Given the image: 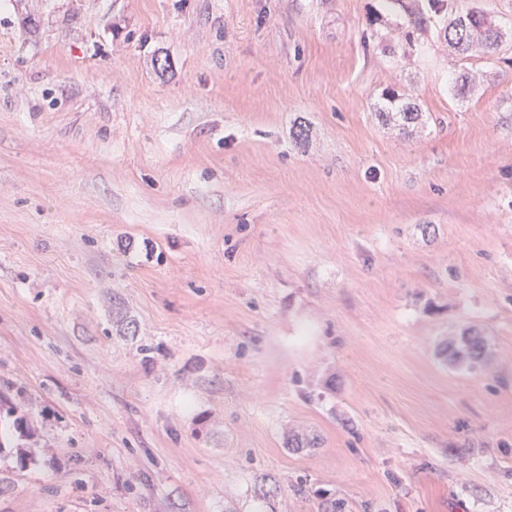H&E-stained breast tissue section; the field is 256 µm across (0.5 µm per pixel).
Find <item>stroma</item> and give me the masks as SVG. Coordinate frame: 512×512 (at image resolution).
<instances>
[{
  "label": "stroma",
  "instance_id": "1",
  "mask_svg": "<svg viewBox=\"0 0 512 512\" xmlns=\"http://www.w3.org/2000/svg\"><path fill=\"white\" fill-rule=\"evenodd\" d=\"M0 393V512H512V36L0 0ZM385 108L382 109L383 115L388 121L397 123L405 129V125L417 119L418 112H414L415 108L410 103L404 102L398 95H390L386 98ZM489 346L483 336L466 331L448 338L441 351L444 363L453 369L474 370L485 363Z\"/></svg>",
  "mask_w": 512,
  "mask_h": 512
}]
</instances>
